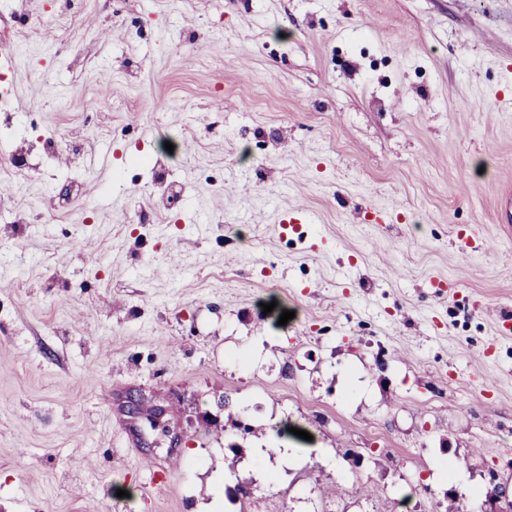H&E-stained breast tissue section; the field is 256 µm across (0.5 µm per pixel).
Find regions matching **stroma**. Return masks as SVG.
I'll return each mask as SVG.
<instances>
[{
    "instance_id": "1",
    "label": "stroma",
    "mask_w": 512,
    "mask_h": 512,
    "mask_svg": "<svg viewBox=\"0 0 512 512\" xmlns=\"http://www.w3.org/2000/svg\"><path fill=\"white\" fill-rule=\"evenodd\" d=\"M1 43L0 512L512 503V0H0Z\"/></svg>"
}]
</instances>
